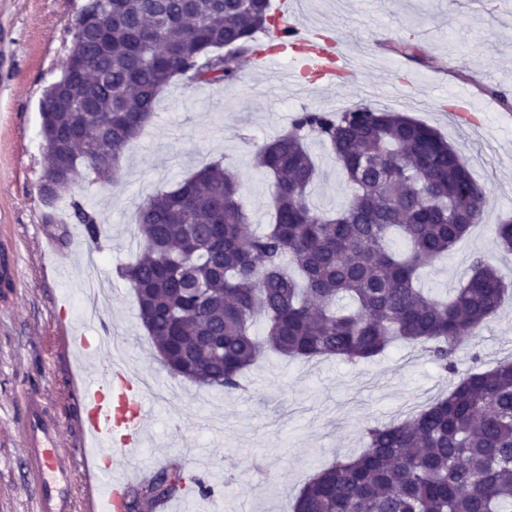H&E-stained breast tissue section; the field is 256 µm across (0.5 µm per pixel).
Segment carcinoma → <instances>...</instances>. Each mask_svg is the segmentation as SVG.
<instances>
[{
    "label": "carcinoma",
    "mask_w": 512,
    "mask_h": 512,
    "mask_svg": "<svg viewBox=\"0 0 512 512\" xmlns=\"http://www.w3.org/2000/svg\"><path fill=\"white\" fill-rule=\"evenodd\" d=\"M125 16L109 25L97 0L99 39L74 27L70 54L83 69L63 72L73 106L44 129L45 172L58 171L53 142L83 129L87 156L60 172L61 189L120 173L125 153L175 78L226 84L237 61L256 52L254 35L275 25L270 0H115ZM334 154L352 187L327 212L313 202L318 168L307 141ZM256 168L273 178V223L249 228L234 167L210 163L137 208L140 251L116 267L163 365L199 387L231 393L261 352L352 364L394 341L418 346L443 371L493 318L507 286L484 257L445 300L417 286L476 224L486 191L434 128L403 112L360 102L340 112L303 110L291 128L259 146ZM95 247L110 239L99 214L70 203ZM512 251V224L495 229ZM404 240L394 251L391 240ZM264 318L265 335L252 332ZM174 461L132 491L165 504L184 483ZM294 512H512V360L459 376L448 395L412 417L365 429V448L322 469Z\"/></svg>",
    "instance_id": "carcinoma-1"
}]
</instances>
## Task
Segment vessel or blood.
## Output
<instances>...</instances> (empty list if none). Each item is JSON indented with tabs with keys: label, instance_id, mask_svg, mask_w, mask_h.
<instances>
[{
	"label": "vessel or blood",
	"instance_id": "b4317fda",
	"mask_svg": "<svg viewBox=\"0 0 512 512\" xmlns=\"http://www.w3.org/2000/svg\"><path fill=\"white\" fill-rule=\"evenodd\" d=\"M300 0H280L279 23L266 33L265 47L250 56L251 66L260 68L267 79L282 85H299L315 79L334 86L336 76L349 60L346 43L327 38L314 41L307 29L295 25ZM294 64L283 67L285 54ZM81 434L98 436L112 449L108 471L122 467L124 451L140 447L152 410L146 406L141 389L128 368L111 364L98 375L74 388ZM23 437L24 485L33 493L34 512H74L70 479L76 457L61 448L60 431L39 390L27 393V404L19 422ZM123 480L104 486L87 485L88 512H120Z\"/></svg>",
	"mask_w": 512,
	"mask_h": 512
}]
</instances>
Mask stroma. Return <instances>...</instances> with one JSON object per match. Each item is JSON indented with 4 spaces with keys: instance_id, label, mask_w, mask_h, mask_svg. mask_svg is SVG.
<instances>
[{
    "instance_id": "35a3bbf8",
    "label": "stroma",
    "mask_w": 512,
    "mask_h": 512,
    "mask_svg": "<svg viewBox=\"0 0 512 512\" xmlns=\"http://www.w3.org/2000/svg\"><path fill=\"white\" fill-rule=\"evenodd\" d=\"M84 0H0V251L13 259L19 284L0 301V512H33L20 493L22 440L16 425L27 388L36 387L61 427L60 444L79 449L72 384L108 361L151 379L165 401H152L143 447L131 469L151 475L167 460L212 486L209 498L181 502L180 512H291L304 484L336 458L359 453L367 426L402 421L448 393L459 373L512 359V291L444 372L412 346L398 343L357 365L341 359L289 360L264 354L227 393L171 375L136 316L135 298L113 271L135 262V212L149 195L204 165H234L254 231L273 215V184L253 167L256 146L290 127L304 109L340 111L358 102L408 113L437 129L487 189L481 224L424 271L419 285L442 296L475 257L489 260L512 287V253L500 250L495 226L512 219V9L502 0H305L299 23L311 33H340L358 58L356 73L332 89L270 88L262 73L231 85L179 79L161 93L144 135L110 182L79 183L53 206L40 195L45 170L40 104L59 78ZM418 59L397 52L402 42ZM319 168L315 200L344 206L351 190L331 151L312 141ZM101 205L112 240L91 249L70 203ZM55 212L56 223L45 221ZM116 336L111 355L77 362L63 334Z\"/></svg>"
}]
</instances>
